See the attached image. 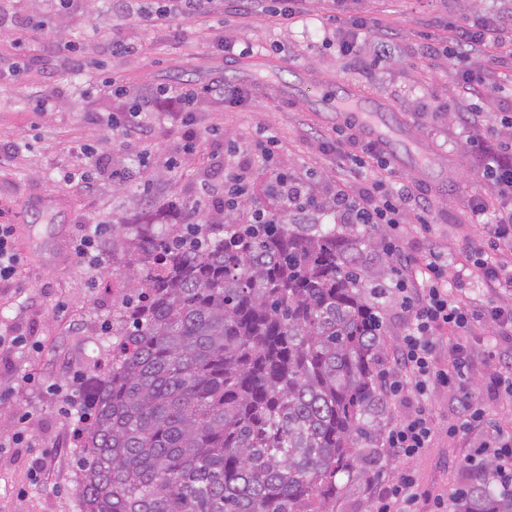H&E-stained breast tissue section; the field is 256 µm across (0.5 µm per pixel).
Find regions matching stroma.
<instances>
[{
	"instance_id": "obj_1",
	"label": "stroma",
	"mask_w": 512,
	"mask_h": 512,
	"mask_svg": "<svg viewBox=\"0 0 512 512\" xmlns=\"http://www.w3.org/2000/svg\"><path fill=\"white\" fill-rule=\"evenodd\" d=\"M347 6L350 15L397 31L395 47L382 52L363 34L357 54L342 55L325 0H304L287 25L261 13L238 15L234 0H210L175 31L147 27L139 0L121 16L112 0H83L68 12L57 11L53 0H0V223L15 225L22 257L16 278L0 281V336L30 342L23 350L0 348V512H80L83 450L52 386L75 371L109 366L112 334L104 325L123 294L129 251L124 240L102 266L79 263L73 245L84 227L161 215L180 224L189 205L204 214L218 211L225 169L248 172L256 204L274 213L279 206L264 188L279 174L329 204L337 191L367 190L369 175L352 169L344 149L326 148L349 123L323 105L326 89L348 85L385 105L377 123L400 156L386 192L407 179L432 195L430 234L407 218L402 252L418 259L436 246L452 293L486 294L462 250L482 239L493 217L472 223L464 203L488 189L472 141L493 151L512 142L499 122L512 115V0H348ZM490 12L505 25L496 58L478 53L471 60L473 74L498 87L483 102L463 97L447 56L428 58L424 48L449 47L450 22ZM228 40L248 44L251 53L235 58L224 50ZM116 41L136 45V53H113ZM185 81L198 91L189 108L190 138L159 95ZM215 83L249 96L230 104L211 93ZM476 110L486 112V121L464 127L459 113ZM111 117L118 122L113 129ZM269 137L278 146L264 158L255 145ZM87 145L97 163L94 185L83 191L63 177L84 162ZM471 347L474 395L492 421L512 423V398L487 383L506 342L475 338ZM433 405L438 432L425 454L362 464L345 481L336 512H365L367 481L377 472L389 478L412 469L434 494L461 482L460 464L480 435H449L447 391H436ZM23 415L32 436L26 446L15 441Z\"/></svg>"
}]
</instances>
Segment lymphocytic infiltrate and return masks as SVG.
<instances>
[{
	"label": "lymphocytic infiltrate",
	"mask_w": 512,
	"mask_h": 512,
	"mask_svg": "<svg viewBox=\"0 0 512 512\" xmlns=\"http://www.w3.org/2000/svg\"><path fill=\"white\" fill-rule=\"evenodd\" d=\"M331 22L343 35L340 50L351 54L359 34L370 33L381 42L394 39V31L380 28L362 17L347 14L345 0H329ZM501 22L497 19L458 21L453 32V73L460 78L464 93L482 97L489 85L474 80L470 60L474 50L491 51L500 41ZM482 176L490 184L501 207L490 210L488 199L475 195L470 208L475 216L493 213L486 227V238L467 246L465 258L494 292L491 300L456 296L448 291V279L440 252L429 250L423 259L402 256L398 234L407 211H414L421 231H428L427 218L432 200L424 191L404 186L398 194L357 197L344 192L336 195V209L345 224H384L389 228L387 246L395 269L393 295L404 318V334L392 354L394 368L386 374L389 396L411 401L412 409L385 432L384 446L399 459L421 457L435 435L430 398L435 389L449 391L455 402V416L448 424L450 435L478 431L484 441L465 457L463 465L472 469L486 459L501 468V484L512 488V429L488 422L483 404L471 390V351L468 340L480 331L504 339L512 337V306L502 297L512 295V268L501 262L502 254L512 253V160L501 152L482 151ZM448 326L455 332L448 343V360L435 357L434 331ZM428 501L430 512H448L450 496H430L422 491L410 471L389 480L373 478L368 492V512H417L419 501Z\"/></svg>",
	"instance_id": "1"
}]
</instances>
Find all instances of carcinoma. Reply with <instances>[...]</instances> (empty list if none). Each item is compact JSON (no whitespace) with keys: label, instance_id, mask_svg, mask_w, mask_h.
<instances>
[{"label":"carcinoma","instance_id":"carcinoma-1","mask_svg":"<svg viewBox=\"0 0 512 512\" xmlns=\"http://www.w3.org/2000/svg\"><path fill=\"white\" fill-rule=\"evenodd\" d=\"M230 191L133 231L112 310V363L85 380L80 512H334L339 480L377 448L387 404L386 288L373 224L290 222ZM453 512H512L496 462Z\"/></svg>","mask_w":512,"mask_h":512}]
</instances>
